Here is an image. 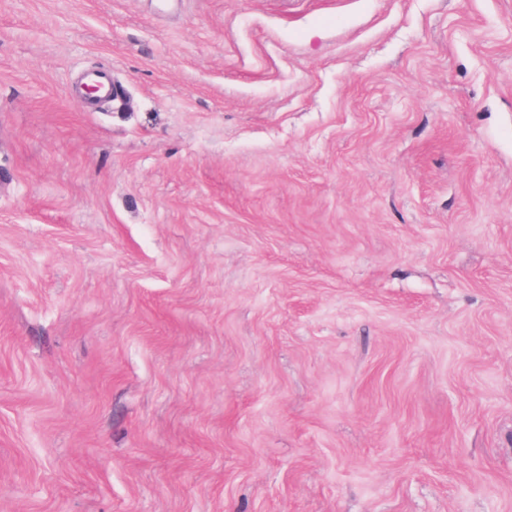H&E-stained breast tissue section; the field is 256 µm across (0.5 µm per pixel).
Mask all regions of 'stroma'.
I'll return each instance as SVG.
<instances>
[{"label": "stroma", "instance_id": "1", "mask_svg": "<svg viewBox=\"0 0 512 512\" xmlns=\"http://www.w3.org/2000/svg\"><path fill=\"white\" fill-rule=\"evenodd\" d=\"M0 512H512V0H0Z\"/></svg>", "mask_w": 512, "mask_h": 512}]
</instances>
